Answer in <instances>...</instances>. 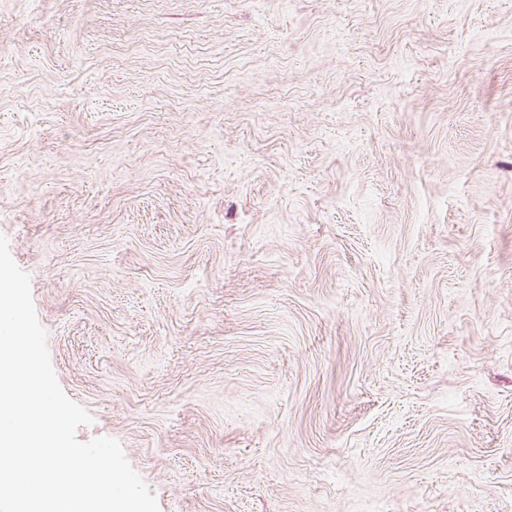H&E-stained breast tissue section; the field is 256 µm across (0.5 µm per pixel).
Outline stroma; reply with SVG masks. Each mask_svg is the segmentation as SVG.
<instances>
[{
    "mask_svg": "<svg viewBox=\"0 0 512 512\" xmlns=\"http://www.w3.org/2000/svg\"><path fill=\"white\" fill-rule=\"evenodd\" d=\"M0 234L160 512H512V0H0Z\"/></svg>",
    "mask_w": 512,
    "mask_h": 512,
    "instance_id": "1",
    "label": "stroma"
}]
</instances>
